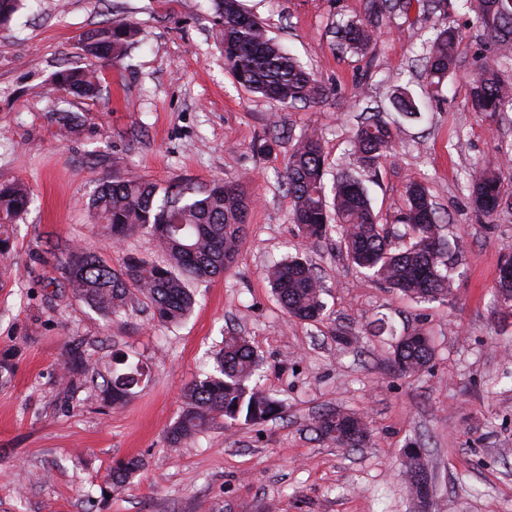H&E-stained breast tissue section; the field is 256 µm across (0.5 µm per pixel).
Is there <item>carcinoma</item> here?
Instances as JSON below:
<instances>
[{"mask_svg":"<svg viewBox=\"0 0 512 512\" xmlns=\"http://www.w3.org/2000/svg\"><path fill=\"white\" fill-rule=\"evenodd\" d=\"M469 8L500 47H512V0H466ZM214 24L221 31L224 62L236 82L251 93L282 106L318 104L328 96L327 87L284 52L268 36L259 20L245 11L240 0H214ZM411 0H369L368 18L348 21L337 30L340 45L363 52L376 40L372 18L390 8L408 11ZM138 30L126 22L109 21L89 32L86 54L108 62L120 59L134 43ZM459 32L447 25L435 29L426 44L425 74L429 92L438 94L457 65ZM54 84L68 92L93 99L100 92L97 69L90 66L56 73ZM469 101L476 112H512V85L491 65L481 67L472 80ZM393 111L413 118L419 105L406 87L390 97ZM397 132L373 114L357 126L352 147L358 167L377 172L396 147ZM325 158L314 132L296 141L283 175L292 201L290 220L308 239L326 238L330 223L346 257L387 287L427 300L445 299L450 293L448 240L442 235L443 218L422 182L406 184V208L397 223L405 227L409 242L392 245L385 225L377 222L361 179L352 172H337L332 198L324 185ZM471 203L477 215L488 218L500 207L505 190L498 169L482 165L468 175ZM30 194L18 185L0 186V227L13 224L28 210ZM253 199L240 182L217 180L201 187L185 183L161 187L141 177H117L101 185L91 201L95 223L108 239L121 243L129 235L147 230L165 259L161 263L130 257L120 269L110 266L90 249L78 248L62 267L73 294L104 316L134 306L147 298L153 318L172 323L185 317L195 299L192 281L221 275L233 263L244 237ZM512 253L501 255L498 293L512 302V276L504 266ZM277 301L291 317L316 322L323 318L322 287L312 264L301 258L275 264L269 272ZM434 349L429 339L415 333L393 347L391 365L401 373H418L430 365ZM259 359L246 338L231 334L211 371L190 382L183 392L178 419L167 428L174 446H184L211 424L260 425L279 415L283 404L254 382ZM137 367L103 381L102 392L120 406L138 385ZM317 434L342 448H359L369 439L368 425L357 413L340 409L322 413ZM136 457L112 468L110 485L118 489L140 470Z\"/></svg>","mask_w":512,"mask_h":512,"instance_id":"obj_1","label":"carcinoma"}]
</instances>
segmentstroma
Returning <instances> with one entry per match:
<instances>
[{"instance_id":"stroma-1","label":"stroma","mask_w":512,"mask_h":512,"mask_svg":"<svg viewBox=\"0 0 512 512\" xmlns=\"http://www.w3.org/2000/svg\"><path fill=\"white\" fill-rule=\"evenodd\" d=\"M368 0H241L277 41L326 85L321 103L283 107L241 87L224 64L213 0H22L0 28V185L24 183L34 201L9 227L0 255V512H512V315L496 292L498 261L512 251V198L488 219L474 212L465 174L496 162L512 188V112L472 111L480 66L512 81L499 49L463 0L384 12L364 54L340 51L339 21L367 18ZM140 35L119 62L99 63L95 99L55 90L60 70L89 60L78 44L107 19ZM457 28V67L440 98L427 94L424 45L440 23ZM408 88L421 114L399 120L400 142L377 174H363L379 223L403 233L405 187L427 185L456 245L447 300L413 299L354 267L336 233L299 236L282 182L296 140L314 131L325 185L353 168L351 137L364 107L392 120L389 96ZM76 117L72 126L59 113ZM397 119V118H396ZM135 173L168 184L245 180L254 203L245 238L223 276L192 283L196 304L176 323L152 317L149 300L104 316L66 288L70 252L95 250L113 268L161 261L150 233L113 245L88 203L99 186ZM308 259L323 287L324 318L289 317L267 270ZM385 319L391 333L373 335ZM343 330L351 345L337 343ZM262 357L259 386L282 400V418L259 426L215 423L172 447L166 430L185 386L208 370L226 332ZM429 336L434 358L408 375L388 359L397 337ZM90 370H70L72 350ZM143 376L124 406L104 400L92 375L119 359ZM365 417L369 441L339 448L315 431L320 413ZM419 449L430 477L419 503L403 479ZM144 466L104 494L115 462Z\"/></svg>"}]
</instances>
